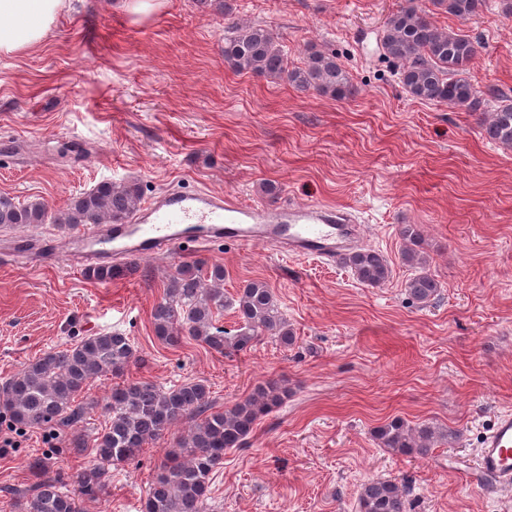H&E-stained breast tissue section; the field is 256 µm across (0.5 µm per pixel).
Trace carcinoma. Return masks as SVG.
I'll list each match as a JSON object with an SVG mask.
<instances>
[{
  "mask_svg": "<svg viewBox=\"0 0 512 512\" xmlns=\"http://www.w3.org/2000/svg\"><path fill=\"white\" fill-rule=\"evenodd\" d=\"M431 3L460 20L476 16L485 6V0ZM218 8L224 12V64L229 70L283 79L299 90L339 99L355 94L350 74L335 54L315 50L303 66L290 69L266 26L239 22L221 0ZM380 42L385 55L398 63L400 83L410 97L471 112L481 110L479 91L465 77L480 44L465 34L437 27L420 0H406V5L386 20ZM488 95L495 103L481 120V128L486 138L511 148L512 99L494 88ZM141 195L137 183L102 182L58 211L38 199L20 202L0 195V227L55 224L65 229L78 224H120ZM402 237L407 242L402 260L416 269L406 284L407 292L416 302L426 304L438 295L440 283L427 268V259L415 249L422 241L420 227L405 225ZM345 264L367 286L381 285L391 276L388 260L372 249L354 252ZM132 270L131 266L94 267L86 271V277L108 283ZM226 308L238 319L232 334L217 325ZM152 319L156 336L171 347L192 340L222 354L247 351L265 338L284 347L295 340L266 282L249 281L229 298L224 295V266L205 261L179 265L168 274ZM133 358L128 337L103 333L31 360L0 386V417L19 429L73 428L82 422L84 409L76 404V398L88 383L106 373L123 374ZM286 398L288 387L274 379L259 384L222 411L212 410L209 387L202 382L168 388L147 381L117 386L104 399L102 409L109 425L94 439V456L77 475L78 493L65 489L60 479L46 476L40 464L33 493L16 501L17 512H80L79 497L93 499L105 493L109 481L106 466L135 459L142 448L185 419L188 428L158 467L144 512H207L210 476L223 464L224 452L246 444L258 422ZM374 437L380 447L394 454L425 456L435 445L457 440L460 431L411 425L394 417L377 427ZM408 495L409 488L402 483L369 481L359 494V512H408Z\"/></svg>",
  "mask_w": 512,
  "mask_h": 512,
  "instance_id": "1",
  "label": "carcinoma"
}]
</instances>
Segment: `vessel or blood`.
Listing matches in <instances>:
<instances>
[{
	"instance_id": "vessel-or-blood-1",
	"label": "vessel or blood",
	"mask_w": 512,
	"mask_h": 512,
	"mask_svg": "<svg viewBox=\"0 0 512 512\" xmlns=\"http://www.w3.org/2000/svg\"><path fill=\"white\" fill-rule=\"evenodd\" d=\"M357 236L348 213L329 206L285 201L269 208L181 188L150 197L125 223L80 225L67 238L79 247L73 267L87 268L223 241L266 243L333 262L354 250ZM474 474L491 493L512 492L511 411L500 412L484 436Z\"/></svg>"
}]
</instances>
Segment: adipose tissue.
I'll return each instance as SVG.
<instances>
[{
	"label": "adipose tissue",
	"mask_w": 512,
	"mask_h": 512,
	"mask_svg": "<svg viewBox=\"0 0 512 512\" xmlns=\"http://www.w3.org/2000/svg\"><path fill=\"white\" fill-rule=\"evenodd\" d=\"M64 0H0V53L25 52L43 44Z\"/></svg>",
	"instance_id": "ef3b65f1"
}]
</instances>
